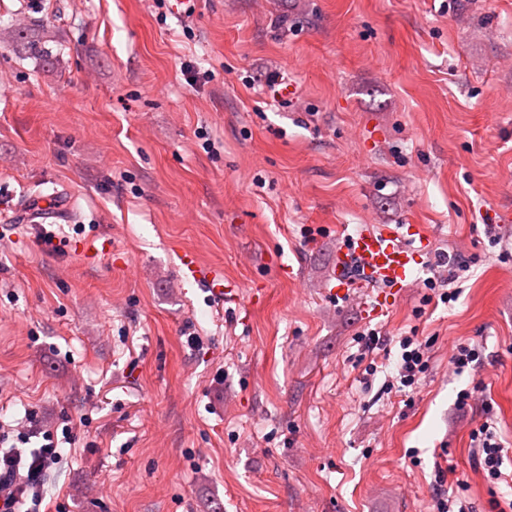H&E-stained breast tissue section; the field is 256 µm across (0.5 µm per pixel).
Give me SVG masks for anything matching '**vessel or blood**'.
<instances>
[{
  "mask_svg": "<svg viewBox=\"0 0 512 512\" xmlns=\"http://www.w3.org/2000/svg\"><path fill=\"white\" fill-rule=\"evenodd\" d=\"M422 261L419 250L390 227H367L350 235L336 251V291L344 293L356 283L403 287ZM180 270L185 281L215 299L224 297L222 271L201 269L191 255H183Z\"/></svg>",
  "mask_w": 512,
  "mask_h": 512,
  "instance_id": "vessel-or-blood-1",
  "label": "vessel or blood"
}]
</instances>
